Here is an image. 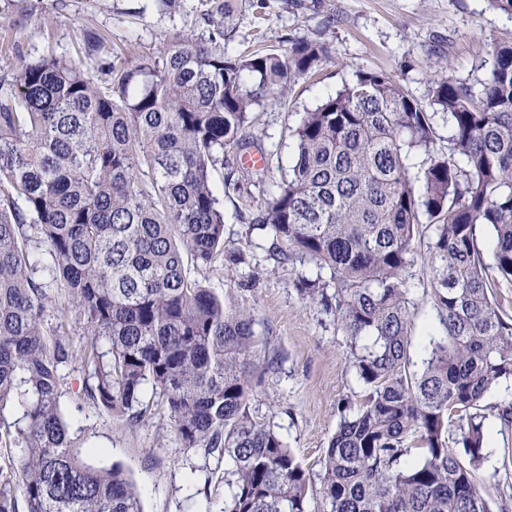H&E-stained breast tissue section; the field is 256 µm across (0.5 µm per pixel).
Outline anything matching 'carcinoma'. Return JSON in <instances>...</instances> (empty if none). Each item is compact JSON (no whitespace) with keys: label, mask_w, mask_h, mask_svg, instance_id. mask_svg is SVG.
Returning a JSON list of instances; mask_svg holds the SVG:
<instances>
[{"label":"carcinoma","mask_w":512,"mask_h":512,"mask_svg":"<svg viewBox=\"0 0 512 512\" xmlns=\"http://www.w3.org/2000/svg\"><path fill=\"white\" fill-rule=\"evenodd\" d=\"M199 2L195 29L152 52L103 58L87 30L77 55L21 59L0 79V415L20 408L23 420L0 512H17L19 495L27 512H143L120 465H96L101 449L70 435L61 370L76 356L94 404L140 422L150 392L182 447L230 464L223 512H309L312 493L317 512H506L476 472L488 417L512 435V399L484 404L512 381V316L493 291L512 281V43L478 91L446 64L425 101L381 71L357 73L287 127L294 154L270 203L251 190L266 171L224 176L247 230L266 232L268 259L315 268L294 287L336 321L362 389L339 406L315 487L250 413L274 363L252 319L190 269L224 256L212 174L255 146L253 105L285 97L329 48L311 36L231 55L237 15L261 0ZM420 260L444 334L429 336L416 372L408 284ZM49 309L59 322L47 330ZM74 316L90 336L78 351Z\"/></svg>","instance_id":"cac0c4a2"}]
</instances>
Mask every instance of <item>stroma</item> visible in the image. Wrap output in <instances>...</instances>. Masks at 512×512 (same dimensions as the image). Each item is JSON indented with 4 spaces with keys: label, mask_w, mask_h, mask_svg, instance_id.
<instances>
[{
    "label": "stroma",
    "mask_w": 512,
    "mask_h": 512,
    "mask_svg": "<svg viewBox=\"0 0 512 512\" xmlns=\"http://www.w3.org/2000/svg\"><path fill=\"white\" fill-rule=\"evenodd\" d=\"M193 25L192 16L168 14L157 0H39L26 15L0 0V75L10 73L22 56L75 52L87 30L98 32L110 53L156 48L164 35ZM315 35L330 47L318 75L300 79L285 98L269 95L254 106L252 134L268 168L254 193L264 201L277 194L278 168L293 154L287 126L358 71L387 73L423 100L431 73L446 60L457 80L479 86L496 46L512 40V17L490 8L487 0H265L261 16L239 17L228 49L235 55L257 45L278 49L286 39ZM220 201L226 258L206 272L204 282L252 317L267 354L278 358L251 413L269 424L306 468L319 470L340 420L338 403L360 390L345 338L329 318L299 299L293 283L300 265L266 261L263 232H247L237 218L240 200L224 195ZM235 253L243 254L245 263H233ZM428 286L426 267L416 266L410 281V355L417 365L428 334L439 328ZM64 374L60 405L72 438L77 446L97 449L98 465L121 464L141 493L144 512H222L228 493L223 468L203 453L183 450L164 414L130 422L92 404L79 360Z\"/></svg>",
    "instance_id": "obj_1"
}]
</instances>
